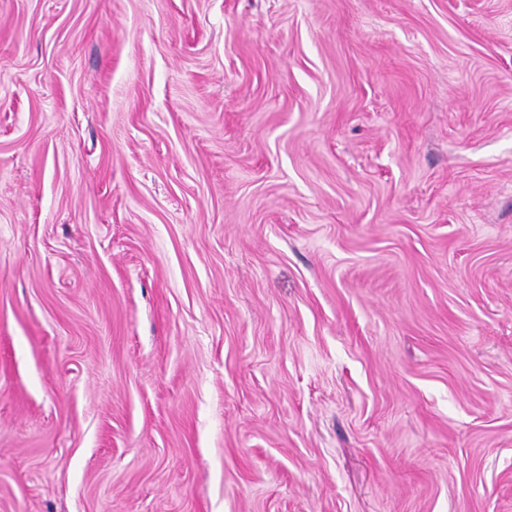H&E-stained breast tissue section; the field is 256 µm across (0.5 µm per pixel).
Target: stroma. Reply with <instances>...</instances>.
I'll return each instance as SVG.
<instances>
[{
  "label": "stroma",
  "mask_w": 512,
  "mask_h": 512,
  "mask_svg": "<svg viewBox=\"0 0 512 512\" xmlns=\"http://www.w3.org/2000/svg\"><path fill=\"white\" fill-rule=\"evenodd\" d=\"M0 512H512V0H0Z\"/></svg>",
  "instance_id": "1"
}]
</instances>
